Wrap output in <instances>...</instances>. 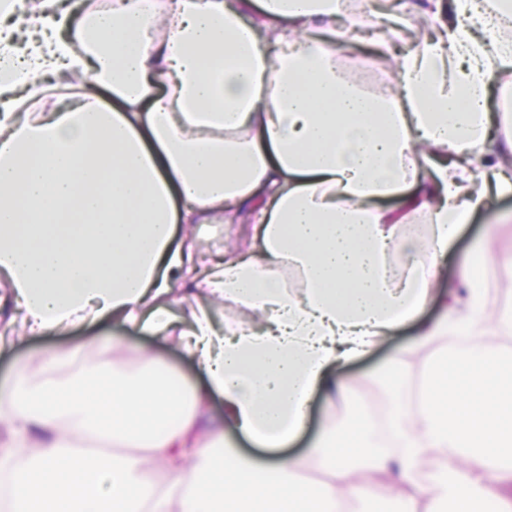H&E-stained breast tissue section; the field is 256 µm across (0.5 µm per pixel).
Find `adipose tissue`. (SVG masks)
I'll use <instances>...</instances> for the list:
<instances>
[{"mask_svg":"<svg viewBox=\"0 0 512 512\" xmlns=\"http://www.w3.org/2000/svg\"><path fill=\"white\" fill-rule=\"evenodd\" d=\"M340 0H11L0 12V350L25 336L117 325L178 343L206 383L179 388L156 362L102 377L84 344L47 353V378L0 384V429L22 435L10 512H333L336 482L392 473L390 512H481L489 471L512 466V360L491 341L493 261L477 252L443 298L459 336L419 404L394 360L385 377L392 449L367 409L324 420L307 457L280 455L315 392L343 398L344 363L432 300L442 259L473 214L512 194V137L494 138L492 85L512 71V0H417L413 18L341 14ZM431 29L372 94L336 55L354 42L392 54L412 20ZM426 235H405L414 214ZM246 227V247L200 249L182 224ZM301 274L286 287L283 272ZM83 363L81 372L61 369ZM224 423L271 457L206 431ZM90 435L126 446L84 452ZM435 455L428 483L419 467ZM333 479L298 481L309 465ZM163 470V483L151 481Z\"/></svg>","mask_w":512,"mask_h":512,"instance_id":"obj_1","label":"adipose tissue"}]
</instances>
